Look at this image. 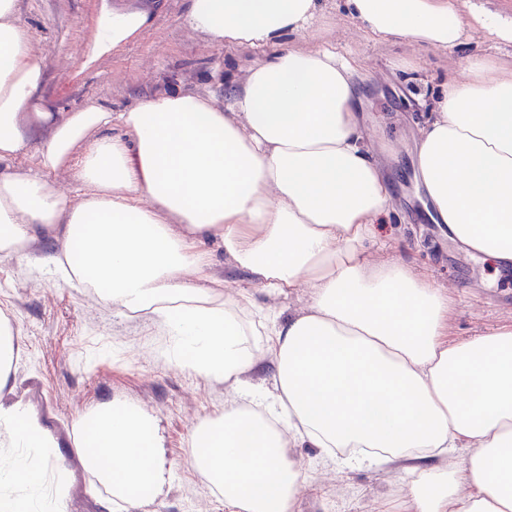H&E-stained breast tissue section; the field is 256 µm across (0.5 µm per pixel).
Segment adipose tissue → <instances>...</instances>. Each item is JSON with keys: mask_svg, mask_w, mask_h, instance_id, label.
Returning <instances> with one entry per match:
<instances>
[{"mask_svg": "<svg viewBox=\"0 0 512 512\" xmlns=\"http://www.w3.org/2000/svg\"><path fill=\"white\" fill-rule=\"evenodd\" d=\"M379 42L454 50L470 33L512 47V14L479 0H345ZM321 0H189L184 23L227 48L264 47L243 77L226 74L223 105L165 92L123 112H57L39 96L45 67L29 29L0 0V259H27L51 236L62 279L98 291L118 313L150 316L163 354L234 394L190 439L229 512H294L303 473L293 443L337 467L390 466L405 479L395 512H512V326L448 339V295L405 261L363 255L393 204L366 142L358 59L300 48ZM153 15L102 0L92 57L148 33ZM419 183L448 239L512 266V69L466 59L428 102ZM44 131L39 169L8 163ZM72 164L86 186L66 207L48 171ZM252 287L279 296L307 286L306 310L275 323L242 291L218 302L212 247ZM276 368L265 392L250 374ZM84 468L114 504L137 512L173 465L160 426L113 402L73 422ZM469 451L459 468L448 457ZM68 469L20 403L0 401V512H67Z\"/></svg>", "mask_w": 512, "mask_h": 512, "instance_id": "obj_1", "label": "adipose tissue"}]
</instances>
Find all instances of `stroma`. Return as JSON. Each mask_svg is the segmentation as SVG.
I'll return each mask as SVG.
<instances>
[{"instance_id":"1","label":"stroma","mask_w":512,"mask_h":512,"mask_svg":"<svg viewBox=\"0 0 512 512\" xmlns=\"http://www.w3.org/2000/svg\"><path fill=\"white\" fill-rule=\"evenodd\" d=\"M118 8H150L152 30L117 53L87 64L101 0H16L15 19L32 31L34 55L45 64L44 102L67 112L101 105L115 112L171 89L228 94L225 71L243 73L263 57L257 48H226L183 22L188 0H111ZM335 45L343 56L362 57L363 116L392 186L394 205L381 243H369V261H409L427 273L453 301L451 341H466L512 324V270L473 257L449 242L445 227L425 219L415 178V152L423 127L424 100L436 95L463 61L489 50V36L447 52L405 41L379 43L327 0L323 18L293 44ZM21 338V350L0 399L23 403L60 443L71 477L68 512H105L108 491L84 471L73 446L72 422L87 409L126 401L156 415L174 464L170 482L138 512H226L218 490L203 483L187 445L194 425L223 412L232 399L224 384L207 382L158 354L167 343L145 315L125 316L89 299L85 289L57 279L23 260H0V319ZM306 480L295 512H387L402 487L392 468L337 470L321 449L295 446Z\"/></svg>"}]
</instances>
